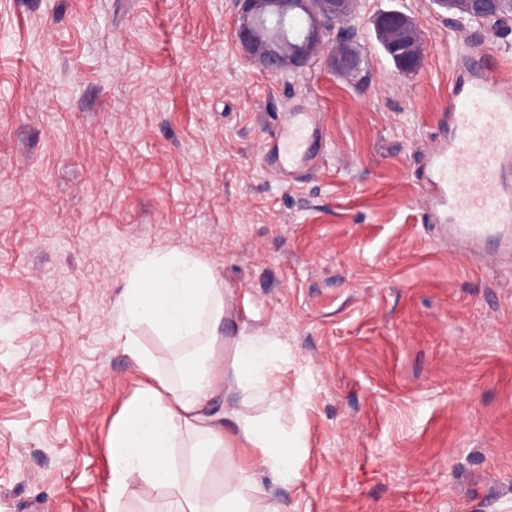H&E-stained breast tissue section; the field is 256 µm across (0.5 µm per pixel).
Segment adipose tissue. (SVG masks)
Returning <instances> with one entry per match:
<instances>
[{"label": "adipose tissue", "instance_id": "ef3b65f1", "mask_svg": "<svg viewBox=\"0 0 512 512\" xmlns=\"http://www.w3.org/2000/svg\"><path fill=\"white\" fill-rule=\"evenodd\" d=\"M225 295L211 267L177 250L148 256L132 271L122 300L124 324L150 326L174 344L200 338L204 346L201 355L182 360L174 382L157 371L136 336H127V350L150 384L112 423L113 502H120L134 475L152 491L177 489L170 451L188 434L197 437L188 512H279L261 502L258 471L285 482L298 478L295 458L306 446L305 432L279 423L288 398L273 379L276 349L256 336L221 334ZM257 391L267 409L254 416L248 409ZM221 394L223 408L212 407ZM218 484L224 490L217 496Z\"/></svg>", "mask_w": 512, "mask_h": 512}]
</instances>
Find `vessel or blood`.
<instances>
[{"label": "vessel or blood", "mask_w": 512, "mask_h": 512, "mask_svg": "<svg viewBox=\"0 0 512 512\" xmlns=\"http://www.w3.org/2000/svg\"><path fill=\"white\" fill-rule=\"evenodd\" d=\"M448 39L456 81L423 151V208L443 234L474 246L512 229V77L499 56L478 51L468 27L450 28ZM322 158L316 112L285 113L264 141L267 170L291 184Z\"/></svg>", "instance_id": "b4317fda"}]
</instances>
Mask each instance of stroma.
<instances>
[{"label":"stroma","instance_id":"stroma-1","mask_svg":"<svg viewBox=\"0 0 512 512\" xmlns=\"http://www.w3.org/2000/svg\"><path fill=\"white\" fill-rule=\"evenodd\" d=\"M423 42L397 72L373 22ZM236 0H0V512H179L139 479L112 503L110 433L143 387L125 350L130 273L172 250L226 289L224 329L275 344L298 399L300 477L259 474L281 512H512V267L467 263L423 221L415 173L447 111L451 12L357 0L359 81L272 76ZM512 73V20L471 22ZM320 112L328 155L288 185L267 128ZM161 374L191 345L136 331Z\"/></svg>","mask_w":512,"mask_h":512}]
</instances>
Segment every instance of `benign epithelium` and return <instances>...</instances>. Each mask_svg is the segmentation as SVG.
Returning <instances> with one entry per match:
<instances>
[{
    "instance_id": "benign-epithelium-1",
    "label": "benign epithelium",
    "mask_w": 512,
    "mask_h": 512,
    "mask_svg": "<svg viewBox=\"0 0 512 512\" xmlns=\"http://www.w3.org/2000/svg\"><path fill=\"white\" fill-rule=\"evenodd\" d=\"M309 0H239L236 36L247 57L264 70L297 74L310 56H326L333 71H358V51L343 50L324 37L322 21L342 19L349 13V0H318L313 10ZM474 21H493L498 0H467Z\"/></svg>"
}]
</instances>
